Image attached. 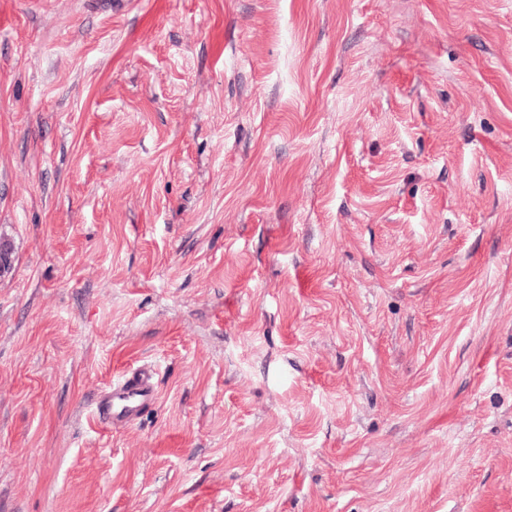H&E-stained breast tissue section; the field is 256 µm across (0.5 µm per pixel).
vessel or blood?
<instances>
[{
  "mask_svg": "<svg viewBox=\"0 0 512 512\" xmlns=\"http://www.w3.org/2000/svg\"><path fill=\"white\" fill-rule=\"evenodd\" d=\"M156 400L155 383L150 372H129L113 384L96 404L97 414L111 422H129Z\"/></svg>",
  "mask_w": 512,
  "mask_h": 512,
  "instance_id": "1",
  "label": "vessel or blood"
}]
</instances>
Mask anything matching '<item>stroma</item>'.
<instances>
[{
  "label": "stroma",
  "mask_w": 512,
  "mask_h": 512,
  "mask_svg": "<svg viewBox=\"0 0 512 512\" xmlns=\"http://www.w3.org/2000/svg\"><path fill=\"white\" fill-rule=\"evenodd\" d=\"M114 2L0 0V512H512V0ZM156 401L153 376L146 370L128 372L96 404L97 414L109 422H129Z\"/></svg>",
  "instance_id": "1"
}]
</instances>
